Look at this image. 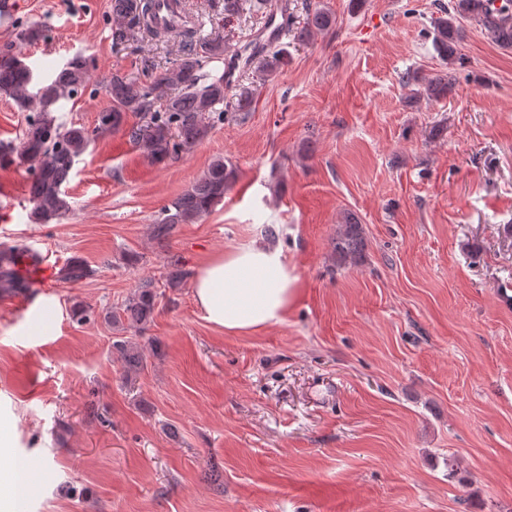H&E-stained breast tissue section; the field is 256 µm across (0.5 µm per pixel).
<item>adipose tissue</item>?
Instances as JSON below:
<instances>
[{"mask_svg": "<svg viewBox=\"0 0 512 512\" xmlns=\"http://www.w3.org/2000/svg\"><path fill=\"white\" fill-rule=\"evenodd\" d=\"M299 278L281 246L252 239L213 255L194 275L192 294L201 318L220 332L245 334L282 323ZM0 512H25L40 492L28 457L16 454L11 420L0 417Z\"/></svg>", "mask_w": 512, "mask_h": 512, "instance_id": "obj_1", "label": "adipose tissue"}]
</instances>
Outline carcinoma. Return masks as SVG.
I'll use <instances>...</instances> for the list:
<instances>
[{
	"label": "carcinoma",
	"instance_id": "obj_1",
	"mask_svg": "<svg viewBox=\"0 0 512 512\" xmlns=\"http://www.w3.org/2000/svg\"><path fill=\"white\" fill-rule=\"evenodd\" d=\"M268 18L278 15L282 27H290L288 0H210L213 15L229 22L240 15L244 2ZM157 0H112V46H124L135 37H168V30L157 22ZM433 21L434 45L446 64L457 60L455 44L460 39V21L476 23L492 42L512 48V0H452L451 9ZM335 17L326 9L316 8L308 14L305 26L294 39L304 42L317 32L332 27ZM178 56L161 69L145 70L144 80L113 75L104 83L111 99L109 109L99 113L97 130L101 133L124 129L129 115L140 116L145 124L128 130L130 138L152 161L161 163L201 140L208 132L209 119L220 118L226 93L236 87L235 73L261 60L262 70L275 72L288 62V44L281 41L262 44L248 42L224 60V38L198 34L192 21L185 20L176 35ZM215 61L224 62V70L210 68ZM89 80L87 62L73 59L56 71L52 80L34 87L33 71L20 52L12 47L0 49V93L10 98L17 109L28 113L27 126L19 151L0 144V164L17 158L28 164L32 173L31 216L48 224L68 213L72 205L63 186L80 157L87 149L91 135L82 125L66 124L57 116L59 104L82 91ZM451 83L448 73L431 78L416 92L418 97L441 99L448 95ZM237 178L236 168L215 160L203 176L177 197L162 212L155 224V235L164 239L175 224H192L224 201V193ZM365 247L362 225L349 221L338 225L333 239V256L337 267L355 264ZM28 252L22 245L0 248V292H21L25 284L16 269L18 256ZM92 273L82 260L73 259L62 269L65 281H79ZM188 277L179 261L168 263V285L180 286ZM157 292L150 281L141 283L125 298L116 311L107 313L114 325L122 323L134 333L145 332L152 321ZM121 355L125 373L141 370L144 357L140 348L128 340L112 343Z\"/></svg>",
	"mask_w": 512,
	"mask_h": 512
}]
</instances>
